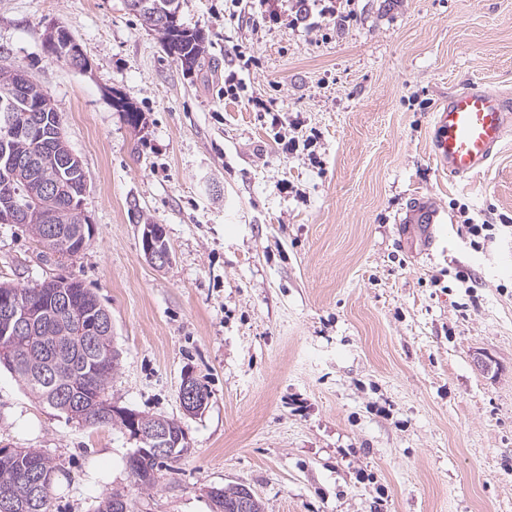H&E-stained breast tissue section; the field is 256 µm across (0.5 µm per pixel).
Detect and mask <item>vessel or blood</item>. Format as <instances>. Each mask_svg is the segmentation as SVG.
<instances>
[{"mask_svg": "<svg viewBox=\"0 0 512 512\" xmlns=\"http://www.w3.org/2000/svg\"><path fill=\"white\" fill-rule=\"evenodd\" d=\"M511 131L512 98L473 84L437 107L432 157L442 172L466 179L491 162Z\"/></svg>", "mask_w": 512, "mask_h": 512, "instance_id": "1", "label": "vessel or blood"}]
</instances>
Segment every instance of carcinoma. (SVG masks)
<instances>
[{
  "label": "carcinoma",
  "instance_id": "obj_1",
  "mask_svg": "<svg viewBox=\"0 0 512 512\" xmlns=\"http://www.w3.org/2000/svg\"><path fill=\"white\" fill-rule=\"evenodd\" d=\"M167 56L191 71L203 63L204 37L197 30L171 21L158 30ZM69 35L62 26L47 32V51L58 57V49ZM16 104L28 111L44 131L40 140L17 134L9 142L16 155L41 157V165L13 180H6L0 163V207L15 200L26 205L24 226L32 236L61 224L80 221L83 196L79 193L87 174L81 164L63 170L53 157L68 148L67 141L56 138L63 129V114L58 112L47 91L29 83ZM65 291L70 293V308L55 306L54 289L34 286L19 288L0 283V294H15L21 301L42 311L40 322L26 340L0 334V366L16 374L43 403L82 426H111L128 430L126 419L112 410L107 389L117 364L106 358L112 337L99 336L90 329L94 324L95 302L81 282L67 278ZM134 483L144 489L156 485L159 464L150 457L127 461ZM57 475V464L36 448H0V512H12L6 504L27 506V512H51V489L36 490L45 473ZM97 512H132L128 499L120 501L106 496Z\"/></svg>",
  "mask_w": 512,
  "mask_h": 512
}]
</instances>
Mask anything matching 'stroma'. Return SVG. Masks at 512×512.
Returning <instances> with one entry per match:
<instances>
[{"label": "stroma", "mask_w": 512, "mask_h": 512, "mask_svg": "<svg viewBox=\"0 0 512 512\" xmlns=\"http://www.w3.org/2000/svg\"><path fill=\"white\" fill-rule=\"evenodd\" d=\"M295 6L181 0L206 47L187 72L125 0H0V69L62 112L90 233L61 260L0 224V281L91 289L119 351L111 401L178 420L190 446L139 489L128 432L67 421L1 368L0 448L56 461L52 512L117 490L133 512H211L208 489L235 484L265 512H512V134L464 180L431 155L449 92L512 94V0H351L344 22ZM56 23L85 68L47 54ZM470 219L492 239L472 246ZM187 374L209 391L195 416ZM60 33H63V36L57 38L56 42H53L52 39H53V36L54 34H60ZM66 36H68L69 38H71V42H70V45L69 47L66 49V53H71L73 52L74 54L76 53H79L80 55H82V60H83V67H86L87 64H88V61L82 51V48L80 46V44L76 41V39L68 32V30L62 26V25H58V26H53L50 31L47 32V35H46V39H45V44H46V48H47V51L55 58H60L61 57L58 55V49L59 48H62L61 44L65 41V39L67 38ZM142 248L146 258L154 265L163 267L171 261V254L159 224H145ZM200 387L195 378L190 375L184 377L179 390V402L186 415H198L205 409L208 395L206 390Z\"/></svg>", "instance_id": "1"}]
</instances>
